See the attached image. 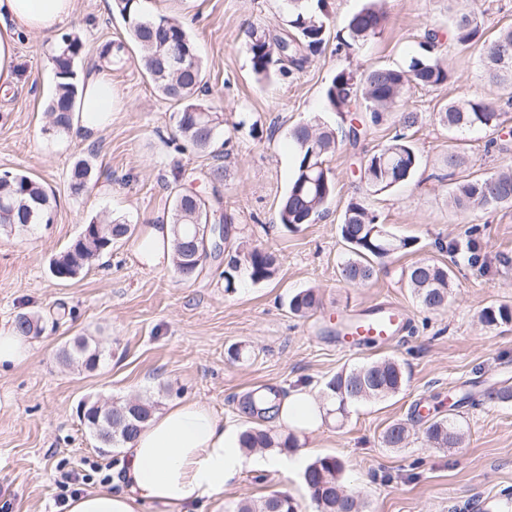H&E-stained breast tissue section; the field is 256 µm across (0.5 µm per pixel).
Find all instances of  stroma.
Segmentation results:
<instances>
[{"label": "stroma", "instance_id": "35a3bbf8", "mask_svg": "<svg viewBox=\"0 0 512 512\" xmlns=\"http://www.w3.org/2000/svg\"><path fill=\"white\" fill-rule=\"evenodd\" d=\"M474 1L486 33L512 25V0H388L381 34L348 51L338 48L335 34L365 0H328L333 37L322 52L302 70L260 81L243 50L245 30L252 24L279 28L281 0H151L153 13L187 20L205 64L203 100L224 117L229 140L221 147L222 193L231 226L226 252L257 246L279 259L271 279L255 283L242 272L231 292L224 288V261L207 262L198 278L185 280L172 265L147 263L136 250L150 225L170 221L167 186L174 168L184 173L182 188L199 190L213 158L175 139L176 108L145 76L135 45L127 43L123 62L112 68L118 98L110 121L89 145L69 135H43L55 85L53 43L40 35L22 39L19 81L0 96V171L41 181L54 194L55 212L53 223L0 232V329L11 327L21 312L39 315L44 324L29 362L0 372V512H66L65 499L102 481L119 488L122 450L104 445L83 424V406L139 397L161 409L188 397L241 430L253 422L247 402L255 391L281 394L305 385L320 397L336 372L379 358L404 365L405 387L356 404L343 421L302 436L305 462L339 458L348 490L366 500L368 512H512V403L455 404L456 395L475 383L483 389L512 386V323L489 328L479 320L484 307L512 305V207L454 211L441 163L457 143L467 160L464 174L484 176L512 166V95L489 83L479 46L460 50L443 31L451 11ZM75 5L66 29L80 36L88 64L126 32L107 0ZM433 28L442 31L452 83L408 89L406 108L421 115L415 127L403 130L390 120L357 145L340 144L329 161L336 194L328 216L294 231L283 228L279 204L295 171L290 130L315 117L340 127L341 115L325 100L337 70L405 66ZM464 94L500 100L504 123L495 136L457 135L439 124L438 107ZM398 130L420 156L418 172L389 194L364 197L361 162ZM80 159L92 164L98 181L75 196L69 174ZM359 197L383 224L417 245L388 259L369 285L348 286L340 278L348 250L338 226L347 204ZM108 215L134 225V237L115 242L79 278L56 280L51 259L83 224ZM420 257L452 271L444 310L416 304L402 279L403 269ZM307 288L318 293L320 306L301 318L290 312L288 300ZM383 301L406 310L402 335L374 348L344 349L331 315ZM77 336L101 352L94 371L61 358ZM419 406L460 419L462 447H430L425 421L415 412ZM397 420L409 426L406 447H383L384 429ZM275 491L292 496L298 512H316L302 472L261 467L240 471L205 512H227L239 501Z\"/></svg>", "mask_w": 512, "mask_h": 512}]
</instances>
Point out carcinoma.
I'll use <instances>...</instances> for the list:
<instances>
[{
    "mask_svg": "<svg viewBox=\"0 0 512 512\" xmlns=\"http://www.w3.org/2000/svg\"><path fill=\"white\" fill-rule=\"evenodd\" d=\"M146 0H112V9L124 22L136 43L140 62L163 97L173 103L176 113V131L182 140L200 151H211L224 125L223 114L198 101L204 88V66L195 42L187 27L176 17L150 14ZM285 14L282 28L270 30L251 27L247 31L244 48L252 71L261 78L275 73L282 75L300 69L309 56L326 44L330 26L328 0H284ZM387 19L377 0L354 13L346 26L344 45L357 48L380 34ZM449 33L456 45L469 48L482 43L481 63L488 79L498 85L512 87V26L505 27L491 39L484 38L481 18L475 9L456 11L448 19ZM184 48L181 65L173 67L165 60V51L171 47ZM438 31L425 33L423 53L410 58L404 68L375 66L359 74L344 67L326 89V100L331 110L343 115L354 103L364 104L366 115L358 123L350 124L345 137L351 145L359 143L367 128L379 125L391 116L408 129L417 123V113L405 109V91L411 85L436 87L450 82L451 69L438 48ZM83 54L79 36L67 33L61 36V47L52 55L51 65L56 78L55 92L47 106L46 125L42 133L48 137L70 132L78 106L79 84L77 67ZM500 105L491 100L463 95L443 105L437 111L439 123L458 133L482 130L495 133L501 126ZM289 137L297 154L294 176L284 194L278 212L279 223L291 231L300 224H315L323 219L335 196V181L326 159L336 150V130L316 121L295 126ZM465 164V156L456 145L448 148L443 165L453 176ZM420 167V159L407 137L396 133L381 148L370 154L360 166V182L368 195L388 193L411 180ZM94 177V168L86 159L77 161L70 174L69 188L73 195L87 192ZM212 184L209 195L173 192L171 223L174 229L173 265L177 274L191 280L198 276L213 252L216 236L207 223L224 225V237H229L230 225L224 216V203L218 185L224 181V166L216 164L206 173ZM452 208L467 211L473 208L496 210L512 206V168L489 176L464 177L456 180L449 193ZM53 222V205L45 187L20 172L0 174V229L13 226ZM85 227L93 230L90 239L76 238L50 264L54 278L70 281L80 276L93 261L111 251L113 243L133 235L134 227L112 218L90 220ZM340 234L348 247V256L341 263L342 280L353 286L370 283L376 266L384 260L414 247V241L392 232L379 223L366 204L351 201L339 225ZM244 259L229 257L224 267L225 291L237 285L236 273L240 267L249 272L257 283L271 278L277 271L274 253L253 247L243 253ZM402 279L418 304L430 311L448 306L452 288L451 270L444 263L420 258L402 270ZM319 304L312 288L294 294L289 300L290 311L305 316ZM481 322L487 327L512 323V306L490 305L482 309ZM13 328L30 336L41 333L40 318L32 313L16 315ZM63 359L98 365L100 353L91 350L86 340L77 337L62 351ZM406 382L405 370L393 358H383L343 369L325 385L324 399L329 402V415L335 419L346 417L355 403L380 400L396 394ZM153 403L137 399L111 408L112 432H107L104 416L88 407L84 424L111 445L124 444L134 439L149 421ZM427 440L436 449L458 448L464 442L463 423L455 418L435 417L427 421ZM409 437V428L402 422L388 425L381 439L386 448H403ZM242 447L248 450L278 448L292 451L298 448L293 433L283 435L256 422L241 432ZM318 512H366L367 503L349 493L343 480V464L334 456H324L308 464L303 472ZM233 512H298L295 500L286 492H273L258 502L240 501Z\"/></svg>",
    "mask_w": 512,
    "mask_h": 512,
    "instance_id": "cac0c4a2",
    "label": "carcinoma"
}]
</instances>
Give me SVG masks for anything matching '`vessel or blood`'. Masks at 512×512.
I'll use <instances>...</instances> for the list:
<instances>
[{"label":"vessel or blood","mask_w":512,"mask_h":512,"mask_svg":"<svg viewBox=\"0 0 512 512\" xmlns=\"http://www.w3.org/2000/svg\"><path fill=\"white\" fill-rule=\"evenodd\" d=\"M352 321L353 324L349 327L344 322H337V338L344 348L357 350L400 336L406 323V315L399 306L384 303L354 310Z\"/></svg>","instance_id":"b4317fda"}]
</instances>
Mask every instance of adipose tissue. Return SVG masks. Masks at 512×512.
I'll list each match as a JSON object with an SVG mask.
<instances>
[{
	"instance_id": "1",
	"label": "adipose tissue",
	"mask_w": 512,
	"mask_h": 512,
	"mask_svg": "<svg viewBox=\"0 0 512 512\" xmlns=\"http://www.w3.org/2000/svg\"><path fill=\"white\" fill-rule=\"evenodd\" d=\"M75 0H0V94L17 80V45L27 34H51L71 22ZM115 90L106 61H97L84 83L80 129L95 142L111 117ZM277 426L304 435L321 422L310 389L299 386L276 398ZM254 460L240 434L197 399H181L154 413L124 448L121 488H101L68 501V512H198Z\"/></svg>"
}]
</instances>
